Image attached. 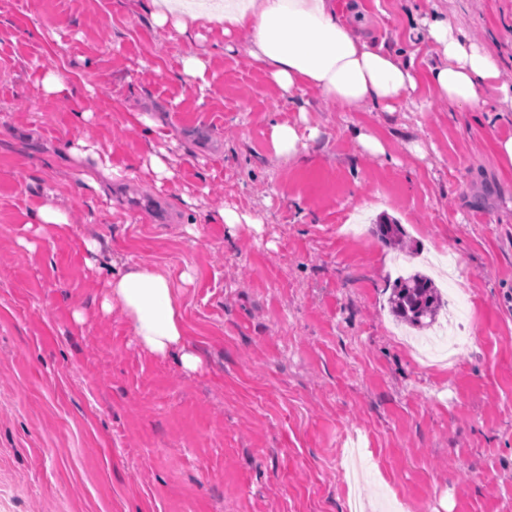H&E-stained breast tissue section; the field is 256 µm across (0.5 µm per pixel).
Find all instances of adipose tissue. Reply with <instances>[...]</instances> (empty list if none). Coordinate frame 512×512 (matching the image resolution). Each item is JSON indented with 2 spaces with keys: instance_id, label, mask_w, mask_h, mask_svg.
<instances>
[{
  "instance_id": "ef3b65f1",
  "label": "adipose tissue",
  "mask_w": 512,
  "mask_h": 512,
  "mask_svg": "<svg viewBox=\"0 0 512 512\" xmlns=\"http://www.w3.org/2000/svg\"><path fill=\"white\" fill-rule=\"evenodd\" d=\"M156 24L187 32L198 22H220L225 35H250V55L282 97L297 103L308 92L333 100L345 111L369 104L392 111L412 97L418 75L387 47L363 41L341 18L336 0H150ZM438 60L428 70L434 94L449 108L465 111L480 103L479 92L498 82L497 58L472 42L447 17L422 18ZM120 305L144 350L174 357L186 370L199 359L186 341L182 309L171 273L138 262L112 274L103 309Z\"/></svg>"
}]
</instances>
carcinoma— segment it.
Instances as JSON below:
<instances>
[{
	"instance_id": "carcinoma-1",
	"label": "carcinoma",
	"mask_w": 512,
	"mask_h": 512,
	"mask_svg": "<svg viewBox=\"0 0 512 512\" xmlns=\"http://www.w3.org/2000/svg\"><path fill=\"white\" fill-rule=\"evenodd\" d=\"M390 304L396 317L413 327L424 328L430 326L445 301L434 281L417 272L399 277Z\"/></svg>"
}]
</instances>
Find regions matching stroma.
<instances>
[{
	"label": "stroma",
	"mask_w": 512,
	"mask_h": 512,
	"mask_svg": "<svg viewBox=\"0 0 512 512\" xmlns=\"http://www.w3.org/2000/svg\"><path fill=\"white\" fill-rule=\"evenodd\" d=\"M337 6L411 55L420 82L395 111L310 92L296 112L246 36L179 34L144 0H0V512H512V168L495 152L512 111L491 86L470 112L435 97L419 24L447 15L512 83V0ZM189 55L205 85L180 78ZM50 74L71 95L46 93ZM141 112L172 178L125 174L150 150ZM282 122L320 135L275 155ZM80 139L120 171L103 193L65 151ZM47 200L67 224L32 223ZM386 219L402 245L377 234ZM440 252L461 261L436 286L467 341L426 364L389 313L390 269ZM128 260L177 278L197 371L103 310Z\"/></svg>",
	"instance_id": "stroma-1"
}]
</instances>
